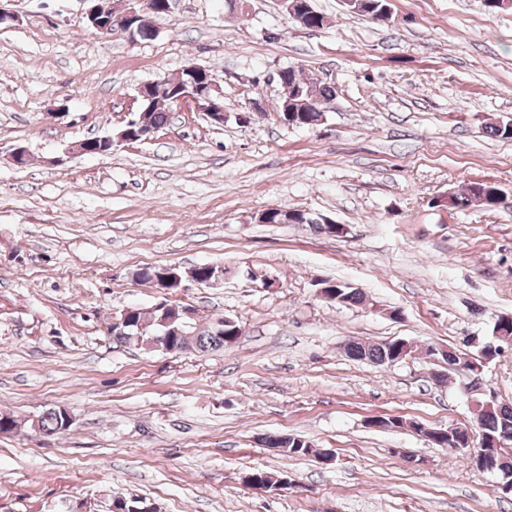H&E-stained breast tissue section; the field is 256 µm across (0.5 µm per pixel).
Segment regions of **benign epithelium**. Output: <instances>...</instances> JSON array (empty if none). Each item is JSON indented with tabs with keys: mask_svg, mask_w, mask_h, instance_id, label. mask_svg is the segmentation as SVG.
<instances>
[{
	"mask_svg": "<svg viewBox=\"0 0 512 512\" xmlns=\"http://www.w3.org/2000/svg\"><path fill=\"white\" fill-rule=\"evenodd\" d=\"M90 2L92 5L86 14L90 29L104 33L115 25L119 31L127 35L130 41L136 42L156 36L154 17L168 12L171 0H154L152 3L147 0L144 8L139 10L123 7L126 0H90ZM183 73L189 75L184 82L175 83L167 76H159L144 83L138 88L136 101L140 105L146 102L150 103L152 95H161L180 85L182 86L181 92L174 99L176 106L197 112L214 125H224V93L210 71L202 65L190 62L184 66ZM128 126L137 128V137H129L127 130L123 129L115 136L108 133L79 141L69 148V153L72 155H107L112 153V146L117 142L120 144L145 143L152 140L157 132L156 128L148 125L142 118L129 121ZM153 284L167 298L170 297L173 289L176 288L181 292L187 288L172 266L163 268L154 274ZM182 335L184 332L180 328L166 330L151 337L149 347L170 352L172 348L168 346L169 337ZM506 347L512 348V316L500 318L495 324L494 341L485 344L475 354L467 353L461 362L452 357L454 350L450 347L446 349L429 348V358L443 367V370L432 373V377L438 382L447 376V372H455L467 378L469 393L482 394L484 393V368ZM424 432L425 437L433 444L437 443L451 451L468 450L478 472L497 473V463L493 457L488 455L486 447L490 444L500 447L503 441L495 437L488 438L480 425L448 430L426 428Z\"/></svg>",
	"mask_w": 512,
	"mask_h": 512,
	"instance_id": "benign-epithelium-1",
	"label": "benign epithelium"
}]
</instances>
